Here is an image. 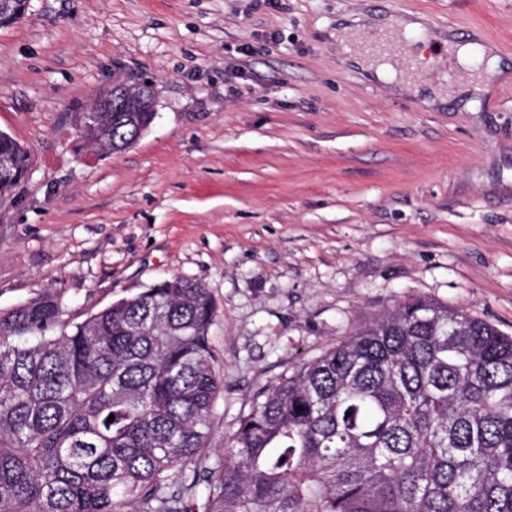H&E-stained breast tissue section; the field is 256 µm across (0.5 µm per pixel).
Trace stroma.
Instances as JSON below:
<instances>
[{
	"instance_id": "stroma-1",
	"label": "stroma",
	"mask_w": 512,
	"mask_h": 512,
	"mask_svg": "<svg viewBox=\"0 0 512 512\" xmlns=\"http://www.w3.org/2000/svg\"><path fill=\"white\" fill-rule=\"evenodd\" d=\"M422 23L402 76L362 69L355 19ZM502 74L435 69L426 35ZM151 80L124 151H73V112ZM442 88L429 102L424 87ZM0 131L33 164L0 202V311L51 293L69 318L181 276L208 288L209 465L267 389L393 306L428 298L512 336V0H31L0 28ZM502 71L499 69V58L497 55H491L489 59V66L486 71V77L483 79H479L478 81L470 83L468 86L464 88L457 89L453 94L459 95L460 100L465 101L467 99L465 107L470 108V106L474 103L473 99H470V93H479L483 91L485 84L490 80L500 76Z\"/></svg>"
}]
</instances>
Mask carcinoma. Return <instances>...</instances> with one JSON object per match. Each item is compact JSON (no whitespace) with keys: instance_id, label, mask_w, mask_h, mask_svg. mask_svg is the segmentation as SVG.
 Segmentation results:
<instances>
[{"instance_id":"1","label":"carcinoma","mask_w":512,"mask_h":512,"mask_svg":"<svg viewBox=\"0 0 512 512\" xmlns=\"http://www.w3.org/2000/svg\"><path fill=\"white\" fill-rule=\"evenodd\" d=\"M77 107L79 152L149 112ZM29 151L0 133V179ZM0 311V512H512V337L414 298L272 386L207 465L210 292L163 279L85 319ZM113 421H108L109 415Z\"/></svg>"}]
</instances>
